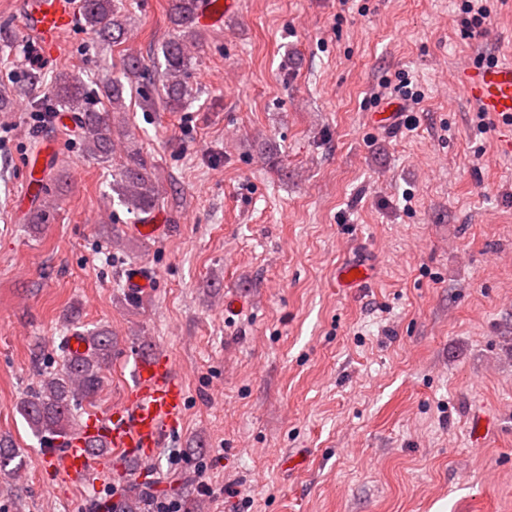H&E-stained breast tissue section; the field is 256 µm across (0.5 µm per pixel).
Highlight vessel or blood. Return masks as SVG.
<instances>
[{"instance_id": "vessel-or-blood-1", "label": "vessel or blood", "mask_w": 512, "mask_h": 512, "mask_svg": "<svg viewBox=\"0 0 512 512\" xmlns=\"http://www.w3.org/2000/svg\"><path fill=\"white\" fill-rule=\"evenodd\" d=\"M80 0H23L22 22L37 40L44 55L56 57L62 37L71 30ZM238 0H209L203 11L208 24H221ZM464 95L478 110L506 125L512 149V60L465 63L457 76ZM126 286L139 297L153 286L152 275L140 267L128 269ZM186 389L174 361L167 357H143L134 368V382L120 404L107 412L92 413L80 436L63 450L48 451L44 466L83 483L107 482L109 468L93 461L89 445L98 442L111 455L142 461L160 448L186 409Z\"/></svg>"}]
</instances>
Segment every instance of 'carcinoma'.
Returning a JSON list of instances; mask_svg holds the SVG:
<instances>
[{
    "mask_svg": "<svg viewBox=\"0 0 512 512\" xmlns=\"http://www.w3.org/2000/svg\"><path fill=\"white\" fill-rule=\"evenodd\" d=\"M203 8L202 0H172L169 13L171 36L161 47L164 69L161 82L164 87L163 108L178 112L187 104L191 89L187 78L192 67L191 45L198 43L196 19ZM87 27L99 33L102 41L114 48L123 44L127 35L128 16L116 0H85L83 11ZM122 77H115L103 90L105 108L92 103L88 88L76 77L60 72L52 79L51 94L39 97L32 93L44 82L42 75L30 73L17 91L29 93L30 106L35 112L74 114V122L87 156L102 164L115 162L116 140L130 137L129 131L116 126L115 113L125 111V84L122 79L154 81L152 71L142 61L128 54L122 55ZM115 193L119 202L131 212L151 214L158 204V186L152 165L135 148L125 147V156L115 168ZM69 337L61 340V362L56 370L39 374L37 388L20 402L21 415L34 430L51 443L65 440L78 433L81 421L72 414L74 405L93 402L98 396L104 371L112 361L114 342L106 329L87 332L88 347L80 354L68 348ZM22 461L20 449L8 436H0V476L13 480L20 478ZM155 482L132 480L127 482L119 499L108 504L107 512H142L153 499Z\"/></svg>",
    "mask_w": 512,
    "mask_h": 512,
    "instance_id": "1",
    "label": "carcinoma"
}]
</instances>
